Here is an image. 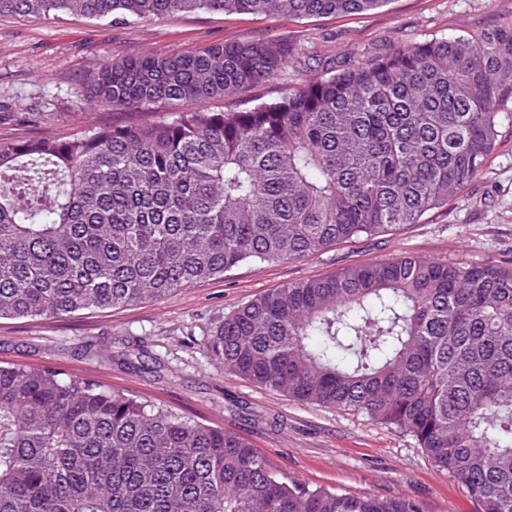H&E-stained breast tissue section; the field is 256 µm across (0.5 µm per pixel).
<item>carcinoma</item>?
<instances>
[{"label": "carcinoma", "mask_w": 512, "mask_h": 512, "mask_svg": "<svg viewBox=\"0 0 512 512\" xmlns=\"http://www.w3.org/2000/svg\"><path fill=\"white\" fill-rule=\"evenodd\" d=\"M386 3L0 0V16L299 19ZM292 53L244 41L111 62L88 107L196 108L0 142V318L161 300L247 262L417 224L481 172L512 112V21L353 55L273 103L210 107L277 77ZM207 350L257 386L409 434L477 512H512V264L351 265L241 305ZM0 512L421 510L290 484L236 433L47 367L0 366Z\"/></svg>", "instance_id": "obj_1"}]
</instances>
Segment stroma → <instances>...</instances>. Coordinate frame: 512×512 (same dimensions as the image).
<instances>
[{
    "instance_id": "1",
    "label": "stroma",
    "mask_w": 512,
    "mask_h": 512,
    "mask_svg": "<svg viewBox=\"0 0 512 512\" xmlns=\"http://www.w3.org/2000/svg\"><path fill=\"white\" fill-rule=\"evenodd\" d=\"M512 20V0H388L344 16L293 19L196 11L144 21L0 17V142L64 139L131 122L85 100L99 68L148 53H189L246 40L292 43L294 64L253 86L243 106L287 95L302 75L348 54L481 32ZM414 255L512 262V118L483 170L421 223L361 236L298 260L245 263L159 301L37 319H0V362L48 366L67 377L165 403L246 438L287 481L340 493L404 497L423 512H476L466 488L437 471L416 440L359 412L305 404L225 374L207 345L224 317L272 289L352 264Z\"/></svg>"
}]
</instances>
